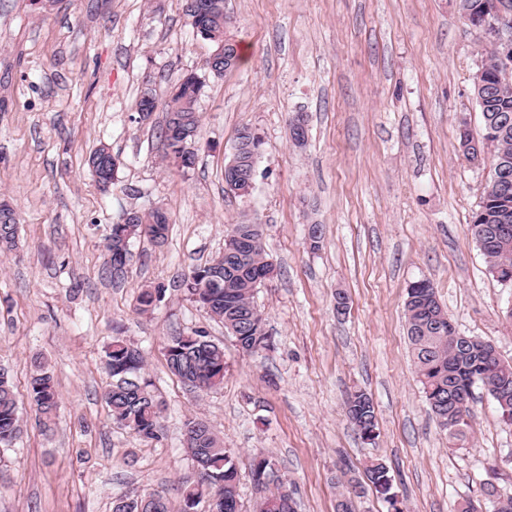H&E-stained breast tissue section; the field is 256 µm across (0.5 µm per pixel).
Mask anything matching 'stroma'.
Segmentation results:
<instances>
[{"label":"stroma","instance_id":"obj_1","mask_svg":"<svg viewBox=\"0 0 512 512\" xmlns=\"http://www.w3.org/2000/svg\"><path fill=\"white\" fill-rule=\"evenodd\" d=\"M184 0H0V204L18 224L0 255V367L25 386L33 362L54 372L60 405L44 430L19 395L22 429L0 447V512H112L121 494L161 493L181 512L194 477L184 422L207 423L231 448L242 512L258 495L250 464L269 457L298 512H336L337 479L365 483L355 512H390L365 470L384 463L403 512H454L486 481L512 487V428L474 390L466 442L432 418L415 374L407 287L430 280L460 334L512 362V286L489 274L469 224L489 166L461 155L458 124L480 132L473 76L489 44L458 0H224L245 49L224 75L204 67ZM202 77L193 169L168 167L162 111L140 119L144 93L164 100L185 74ZM303 114L296 147L289 120ZM263 139L254 189L226 193L236 134ZM119 160L100 189L90 153ZM171 217L164 244L133 240L113 278L105 237L130 210ZM262 225L277 276L256 291L274 346L242 353L179 283L224 251L231 225ZM323 227L311 250L310 225ZM162 288L140 313L141 289ZM349 297L336 311L337 293ZM206 330L224 346L220 388L193 393L169 372L164 341ZM141 349L164 402L162 442L112 421L103 366L113 336ZM365 391L378 419L368 441L345 401Z\"/></svg>","mask_w":512,"mask_h":512}]
</instances>
